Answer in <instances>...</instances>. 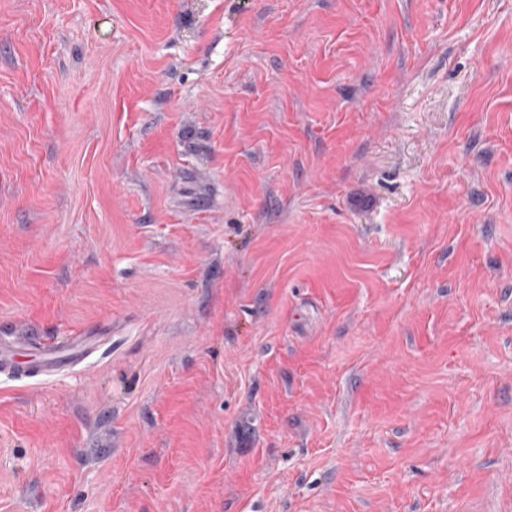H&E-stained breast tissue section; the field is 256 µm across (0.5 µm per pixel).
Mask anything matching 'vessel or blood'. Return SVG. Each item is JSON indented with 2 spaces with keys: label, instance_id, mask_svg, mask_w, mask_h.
<instances>
[{
  "label": "vessel or blood",
  "instance_id": "obj_1",
  "mask_svg": "<svg viewBox=\"0 0 512 512\" xmlns=\"http://www.w3.org/2000/svg\"><path fill=\"white\" fill-rule=\"evenodd\" d=\"M93 350L87 338L73 342L67 354L58 351L35 348L34 357L26 365H18L13 357L12 346L0 339V373L7 379L15 380L26 377L27 373H35L44 379L59 376L64 369L85 364Z\"/></svg>",
  "mask_w": 512,
  "mask_h": 512
}]
</instances>
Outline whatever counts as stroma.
I'll list each match as a JSON object with an SVG mask.
<instances>
[{"label": "stroma", "mask_w": 512, "mask_h": 512, "mask_svg": "<svg viewBox=\"0 0 512 512\" xmlns=\"http://www.w3.org/2000/svg\"><path fill=\"white\" fill-rule=\"evenodd\" d=\"M0 512H512V0H0ZM34 352V358L25 366L16 363L13 357L12 345L4 342L0 337V370L6 379L15 380L23 377H32L28 372L35 373L43 379H52L59 376L66 368L82 365L89 368L92 364L86 362L94 349L86 337L80 338L70 345L67 354L61 355L57 350H49L41 347H30Z\"/></svg>", "instance_id": "35a3bbf8"}]
</instances>
